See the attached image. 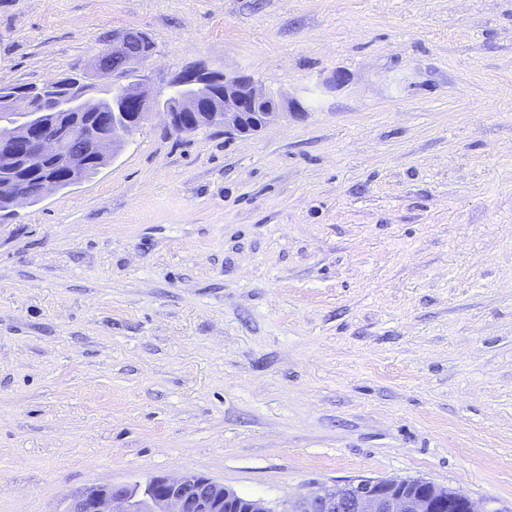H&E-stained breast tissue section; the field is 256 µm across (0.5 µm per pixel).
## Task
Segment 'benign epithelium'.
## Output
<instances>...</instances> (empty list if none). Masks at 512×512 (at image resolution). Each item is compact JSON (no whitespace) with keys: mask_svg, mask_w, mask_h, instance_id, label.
Returning <instances> with one entry per match:
<instances>
[{"mask_svg":"<svg viewBox=\"0 0 512 512\" xmlns=\"http://www.w3.org/2000/svg\"><path fill=\"white\" fill-rule=\"evenodd\" d=\"M176 91L160 114L174 133L219 126L224 133H250L272 124L286 114L299 118L305 112L304 95L288 99L258 86L238 72H213L199 67L174 82ZM112 125L104 127L86 111L88 90L81 86L67 96L12 95L0 98V151L16 154L15 166L0 170V213L59 189L58 180L46 176L37 190L18 178L28 166L59 161L68 178L86 179L84 161L62 149L57 117L74 113L80 120L68 127L70 135L89 142L100 166H105L142 127L154 104L138 81L113 87ZM62 512H503L491 506L476 507L464 493L421 478L358 479L332 488L303 494L270 508L262 499L246 498L209 477L194 473L180 477L154 475L144 484L101 485L86 488L67 502Z\"/></svg>","mask_w":512,"mask_h":512,"instance_id":"obj_1","label":"benign epithelium"}]
</instances>
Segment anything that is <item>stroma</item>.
<instances>
[{"mask_svg": "<svg viewBox=\"0 0 512 512\" xmlns=\"http://www.w3.org/2000/svg\"><path fill=\"white\" fill-rule=\"evenodd\" d=\"M126 30L156 103L204 65L307 113L153 116L0 217V512L185 472L512 512V0H0V85L109 97L91 62Z\"/></svg>", "mask_w": 512, "mask_h": 512, "instance_id": "1", "label": "stroma"}]
</instances>
